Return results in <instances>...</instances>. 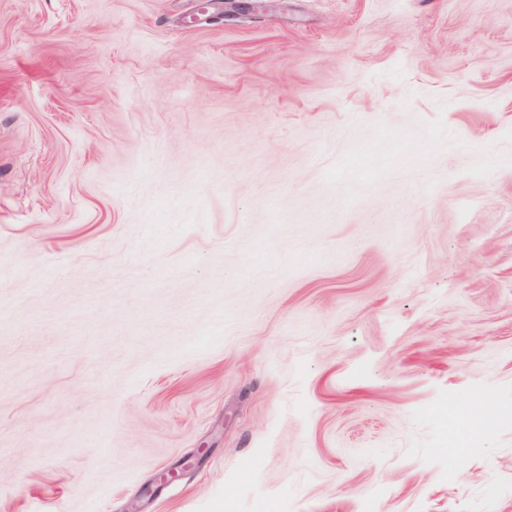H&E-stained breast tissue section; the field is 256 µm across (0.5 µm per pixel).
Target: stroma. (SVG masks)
Masks as SVG:
<instances>
[{"mask_svg": "<svg viewBox=\"0 0 512 512\" xmlns=\"http://www.w3.org/2000/svg\"><path fill=\"white\" fill-rule=\"evenodd\" d=\"M263 3L0 0V512H512V0Z\"/></svg>", "mask_w": 512, "mask_h": 512, "instance_id": "1", "label": "stroma"}]
</instances>
